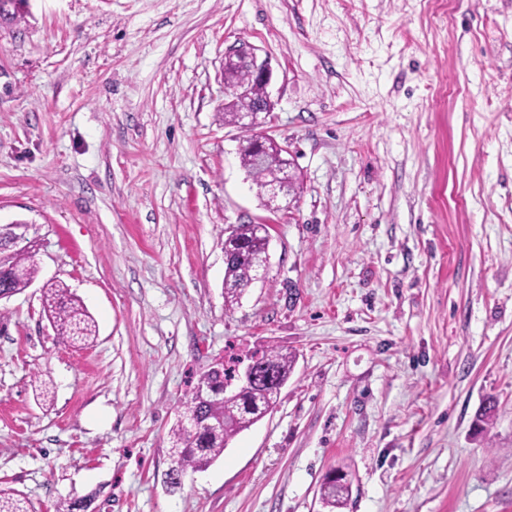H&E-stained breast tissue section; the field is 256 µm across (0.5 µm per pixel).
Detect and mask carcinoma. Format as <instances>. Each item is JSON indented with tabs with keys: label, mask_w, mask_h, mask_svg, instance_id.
Instances as JSON below:
<instances>
[{
	"label": "carcinoma",
	"mask_w": 512,
	"mask_h": 512,
	"mask_svg": "<svg viewBox=\"0 0 512 512\" xmlns=\"http://www.w3.org/2000/svg\"><path fill=\"white\" fill-rule=\"evenodd\" d=\"M263 91L255 87L251 96L238 98L224 106V121L236 123L238 112L251 107L262 98ZM278 147L273 140L266 141L262 164L249 152L241 153V163L260 193L266 185L282 177L277 161ZM241 244L233 259L225 263L224 302L232 305L241 298L245 289L260 275L267 262L268 228L265 224L239 225ZM39 269L34 260L32 246L14 250L0 265V300L10 298L29 288L37 279ZM43 312L54 327L57 336L74 346L93 342L97 326L81 301L61 282H50L42 288ZM296 356L276 346L260 351L257 379L236 400L228 403L211 398L199 399L192 393L184 403L170 432L169 454L175 468L167 477L184 478L202 470L224 456V450L241 432L249 429L265 416L267 408L277 402L279 392L267 377L288 382L294 369ZM338 477L325 480L320 487L323 507L328 512L343 508L352 493L348 473L335 469ZM0 512H29L21 494L13 489L0 488Z\"/></svg>",
	"instance_id": "carcinoma-1"
}]
</instances>
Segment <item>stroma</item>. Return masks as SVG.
I'll list each match as a JSON object with an SVG mask.
<instances>
[{
	"label": "stroma",
	"instance_id": "obj_1",
	"mask_svg": "<svg viewBox=\"0 0 512 512\" xmlns=\"http://www.w3.org/2000/svg\"><path fill=\"white\" fill-rule=\"evenodd\" d=\"M242 41L272 69L258 132L292 151L290 210L224 121ZM16 222L39 275L0 301V487L30 512H326L334 467L340 512H512V0H29L0 26ZM229 224L269 227L230 308ZM49 280L90 346L45 319ZM267 345L296 356L274 410L170 487L202 374ZM43 312L57 336L74 346L89 345L97 326L81 301L62 282H50L42 288ZM338 477L335 479L325 480L320 487V497L324 508H328V512H335L336 509L343 508L352 493L351 482L348 473L341 468H333Z\"/></svg>",
	"mask_w": 512,
	"mask_h": 512
}]
</instances>
